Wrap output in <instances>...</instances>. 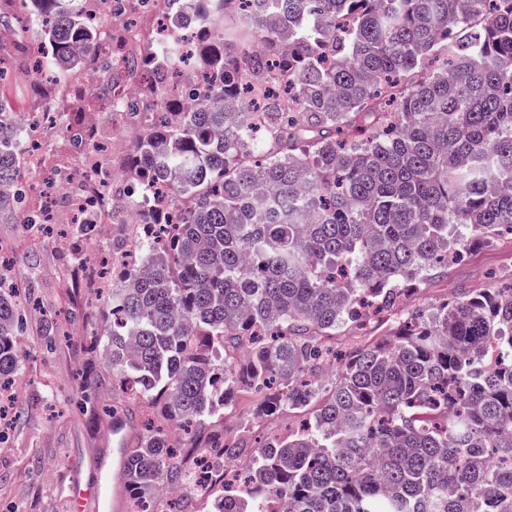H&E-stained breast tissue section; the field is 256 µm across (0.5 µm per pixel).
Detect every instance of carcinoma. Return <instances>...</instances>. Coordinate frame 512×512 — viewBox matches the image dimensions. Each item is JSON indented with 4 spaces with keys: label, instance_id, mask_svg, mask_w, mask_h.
Wrapping results in <instances>:
<instances>
[{
    "label": "carcinoma",
    "instance_id": "carcinoma-1",
    "mask_svg": "<svg viewBox=\"0 0 512 512\" xmlns=\"http://www.w3.org/2000/svg\"><path fill=\"white\" fill-rule=\"evenodd\" d=\"M198 14L188 108L164 96L171 43L134 59L132 119L156 127L128 164L141 194L179 204L144 222L139 261L112 278L94 341L112 383L188 435L148 424L124 470L127 512H193L152 493L249 451L219 512H512V287L400 317L341 358L322 342L390 310L477 240L512 230V0H172ZM245 5L259 44L228 56L224 17ZM49 66L79 67L95 26L79 0H29ZM347 19L339 28L336 23ZM286 70L284 93H242ZM123 75L98 88L112 107ZM25 200L13 100L0 92V222ZM18 298L0 288V383L21 352ZM496 343L500 361L483 363ZM257 417L315 409L285 438H224L237 392Z\"/></svg>",
    "mask_w": 512,
    "mask_h": 512
}]
</instances>
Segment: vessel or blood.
Returning <instances> with one entry per match:
<instances>
[{
    "instance_id": "b4317fda",
    "label": "vessel or blood",
    "mask_w": 512,
    "mask_h": 512,
    "mask_svg": "<svg viewBox=\"0 0 512 512\" xmlns=\"http://www.w3.org/2000/svg\"><path fill=\"white\" fill-rule=\"evenodd\" d=\"M129 445L130 432L126 423L113 420L112 442L109 448L103 449L100 458L104 475L91 491L71 496L70 512H123V467Z\"/></svg>"
}]
</instances>
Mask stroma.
Here are the masks:
<instances>
[{
	"instance_id": "35a3bbf8",
	"label": "stroma",
	"mask_w": 512,
	"mask_h": 512,
	"mask_svg": "<svg viewBox=\"0 0 512 512\" xmlns=\"http://www.w3.org/2000/svg\"><path fill=\"white\" fill-rule=\"evenodd\" d=\"M45 83L32 89L21 65L12 66L5 82L19 111L45 109L56 99L65 76L45 70ZM138 227L98 224L92 237L72 225H54L51 233L28 230L23 216L0 223V255L11 283L20 287L25 320L15 338L23 364L14 378L8 424L0 429V512H69L68 498L86 491L99 479L93 460L111 423L103 406L123 400L112 385V374L93 338L108 334L101 314L105 299L96 274L93 241L131 248ZM512 282V242L489 240L472 247L447 276L427 279L415 293L400 298L386 316L337 331L329 342L342 350L365 339L387 336L392 322L404 311L427 310L462 292ZM53 328L54 342L46 344L45 330ZM97 382L96 403L81 400L87 383Z\"/></svg>"
}]
</instances>
